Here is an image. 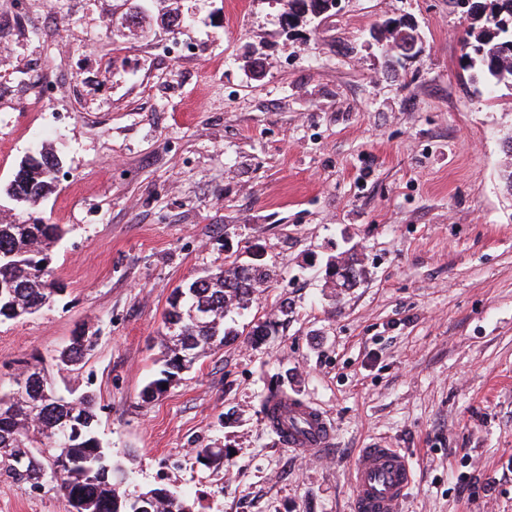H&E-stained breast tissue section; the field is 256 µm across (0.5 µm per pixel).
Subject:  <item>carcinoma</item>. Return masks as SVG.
I'll use <instances>...</instances> for the list:
<instances>
[{"label": "carcinoma", "mask_w": 512, "mask_h": 512, "mask_svg": "<svg viewBox=\"0 0 512 512\" xmlns=\"http://www.w3.org/2000/svg\"><path fill=\"white\" fill-rule=\"evenodd\" d=\"M479 2L484 8L467 14L462 40L468 67L490 89L512 88V0ZM373 31L375 40H385L387 54L402 40L400 28L387 22ZM59 164L49 152L28 156L0 193L34 206L52 193ZM63 236L60 224L0 222V323L32 315L63 295L65 286L50 268V251ZM326 266L332 269L334 288H353L360 280L361 264L354 253L336 256ZM265 278L266 271L234 260L176 287L162 321L165 368L144 394L164 393L163 386L179 372L234 339L224 326L225 314L245 308ZM93 349L90 339L75 335L59 351L57 366L75 368ZM46 384L41 370L26 368L16 377L15 389L0 394L1 478L33 489L52 486L67 502L68 512H135L138 498L150 502V512H194L193 504L165 486L129 491L126 471L97 435L95 397L69 389L60 394L61 402L45 403Z\"/></svg>", "instance_id": "1"}]
</instances>
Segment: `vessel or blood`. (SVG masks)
Instances as JSON below:
<instances>
[{
    "mask_svg": "<svg viewBox=\"0 0 512 512\" xmlns=\"http://www.w3.org/2000/svg\"><path fill=\"white\" fill-rule=\"evenodd\" d=\"M278 410L290 423L286 444L291 451L304 457L326 454L333 429L317 409L291 401L279 405ZM351 478L354 512H405L413 470L398 449H362Z\"/></svg>",
    "mask_w": 512,
    "mask_h": 512,
    "instance_id": "obj_1",
    "label": "vessel or blood"
}]
</instances>
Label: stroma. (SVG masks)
Returning <instances> with one entry per match:
<instances>
[{
    "mask_svg": "<svg viewBox=\"0 0 512 512\" xmlns=\"http://www.w3.org/2000/svg\"><path fill=\"white\" fill-rule=\"evenodd\" d=\"M176 2L180 28L147 0L133 33L136 0H0L25 15L0 47V185L29 154L61 158L55 191L35 208L1 195L0 221L66 229L63 296L0 323V392L28 365L56 376L81 331L97 343L65 381L95 394L132 489L165 483L197 512H351L359 449L397 448L406 512H512V89L472 81L465 17L340 0L291 29L287 0ZM399 19L420 56L370 39ZM40 79L54 94L33 112ZM256 248L269 277L238 336L145 397L173 289ZM349 249L360 283L329 287L327 257ZM273 386L333 424L327 457L271 431ZM67 509L0 478V512Z\"/></svg>",
    "mask_w": 512,
    "mask_h": 512,
    "instance_id": "1",
    "label": "stroma"
}]
</instances>
